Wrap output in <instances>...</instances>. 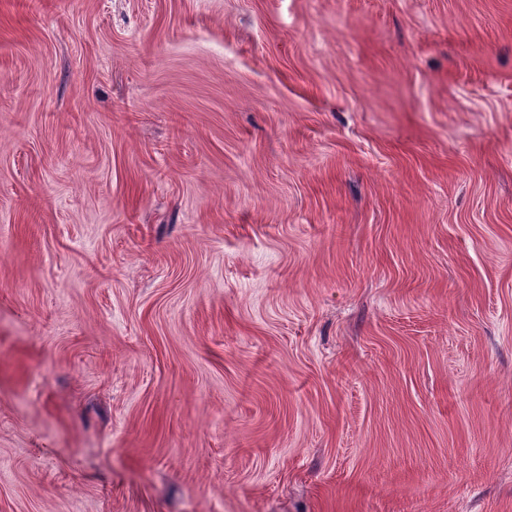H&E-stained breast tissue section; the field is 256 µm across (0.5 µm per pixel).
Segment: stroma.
Instances as JSON below:
<instances>
[{"instance_id":"1","label":"stroma","mask_w":512,"mask_h":512,"mask_svg":"<svg viewBox=\"0 0 512 512\" xmlns=\"http://www.w3.org/2000/svg\"><path fill=\"white\" fill-rule=\"evenodd\" d=\"M0 512H512V0H0Z\"/></svg>"}]
</instances>
